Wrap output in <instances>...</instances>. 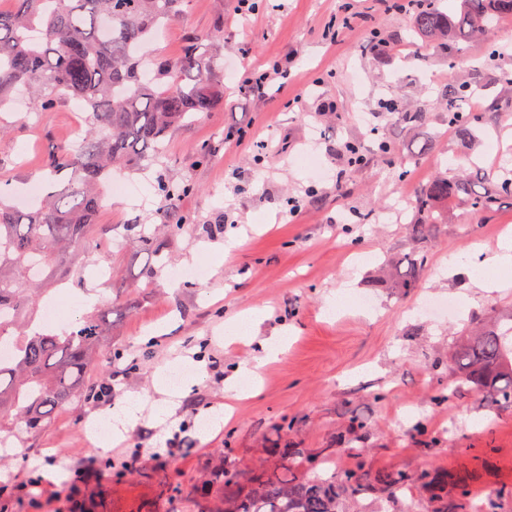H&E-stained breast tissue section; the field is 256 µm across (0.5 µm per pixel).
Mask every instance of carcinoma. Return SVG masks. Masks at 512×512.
I'll list each match as a JSON object with an SVG mask.
<instances>
[{"label":"carcinoma","instance_id":"carcinoma-1","mask_svg":"<svg viewBox=\"0 0 512 512\" xmlns=\"http://www.w3.org/2000/svg\"><path fill=\"white\" fill-rule=\"evenodd\" d=\"M0 10V105L26 87L34 110H53L64 98L85 106L89 121L78 149L62 144L52 150L49 167L70 173L65 193L45 197L27 210L14 205L0 189V343L14 335L16 356L0 362V417L9 416L37 433L57 410L78 400L97 398L86 375L104 370L111 359L102 352L108 323L102 315L81 316L59 333L26 334L23 321L42 290L55 282L61 267L79 276L92 253L101 209L99 187L122 165L139 168L165 152L166 137L178 124L211 111L218 86L211 81L213 61L202 44L188 42L176 57L150 60L143 47L179 17L189 0H11ZM512 20V0H460L457 17L447 0H418L411 26L421 37L447 42L485 36L492 22ZM473 86L448 87V126L466 136L474 118L457 110ZM405 126L426 125L423 112L392 106ZM432 149L430 139L398 164L408 171ZM494 181L482 192L476 184ZM198 191L189 179L158 181L159 213L169 239L181 235L191 220L177 210L184 196ZM512 197V172H489L476 162L455 173H436L412 203L413 234L424 239L430 226L448 218V200H470L478 211H492L502 196ZM126 237L142 252L164 264L163 246L149 225H126ZM423 258L399 259L389 265L394 287L409 292L423 274ZM460 364L456 390L480 394L486 407L512 408V327L475 333L455 351ZM224 465L211 481L224 492V512H342L340 504L373 487L394 498L411 485L428 495L433 512H472L476 477L431 469L411 475L403 470L365 474L359 470L328 473L335 449L273 448L277 469L244 473L224 442Z\"/></svg>","mask_w":512,"mask_h":512}]
</instances>
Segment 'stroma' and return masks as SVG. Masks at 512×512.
Returning a JSON list of instances; mask_svg holds the SVG:
<instances>
[{
  "label": "stroma",
  "instance_id": "35a3bbf8",
  "mask_svg": "<svg viewBox=\"0 0 512 512\" xmlns=\"http://www.w3.org/2000/svg\"><path fill=\"white\" fill-rule=\"evenodd\" d=\"M344 11L359 15L358 26L328 34L330 19ZM192 37L203 38L218 61L214 80L224 87L223 100L171 131L164 163L119 170L136 196H104L99 235L112 246H95L83 279L66 280L95 298L74 303L73 317L104 315L108 350L124 353L110 372L90 376L111 384L112 394L68 406L33 435L14 437L13 422H0V432L12 437L0 449V482L7 485L0 512H72L79 500L100 512H221L223 496L202 483L218 452L229 444L240 469L269 467L268 449L281 432L292 448L335 449L340 470L476 474L480 494L496 498L500 512H512V409L491 412L478 394L455 392L457 365L448 357L467 329L512 314V289L486 292L466 268L448 265L449 255L464 252L471 240L479 241L481 260L494 256L504 229H512V197L487 214L449 202L447 223L433 225L424 242L409 226L415 195L437 163L453 166L467 156L490 171L512 164V85L498 82L486 42H461L463 62L452 68L445 44L415 37L407 14L386 9L382 0H263L248 15L235 0H191L146 50L153 58L176 55ZM259 65L273 71L261 87L246 81ZM451 84L491 88L475 110L471 139L444 123L442 91ZM387 100L426 112V128L396 123L383 106ZM0 119L9 128L0 137V179L23 208V187L46 182L50 147L84 129L87 112L71 98L35 115L21 99ZM242 130L253 135L250 147L238 145ZM432 134L433 152L401 172L398 156ZM198 144L210 147L211 158L197 166L187 154ZM352 144L364 145L363 164L350 162ZM161 176L190 179L198 191L179 203L193 225L169 242L166 264L150 275L146 255L127 245L124 226L159 223ZM338 182L342 192L330 194ZM292 197L304 201L295 217L288 213ZM216 222L222 230L207 232ZM232 237L239 246L222 253ZM197 253L209 278H177ZM410 254L424 258L418 288L376 286L387 261ZM101 265L111 273L106 296L95 286ZM344 289L370 294L375 310L325 315L327 300ZM429 296H467L473 304L452 317L426 315L420 304ZM250 310L262 314L255 341H225V320ZM283 335L288 350L259 370L254 395L229 399L227 377L253 363L260 340ZM144 336L153 337L155 352L131 368ZM163 366L199 373L165 422L147 413L109 450L87 444L85 427L95 412L131 393L158 399ZM227 403L232 417L208 432L211 409ZM354 419L364 423L357 445L340 447L337 435ZM136 454L149 468L126 478ZM421 498L413 487L394 501L368 491L343 512H431Z\"/></svg>",
  "mask_w": 512,
  "mask_h": 512
}]
</instances>
